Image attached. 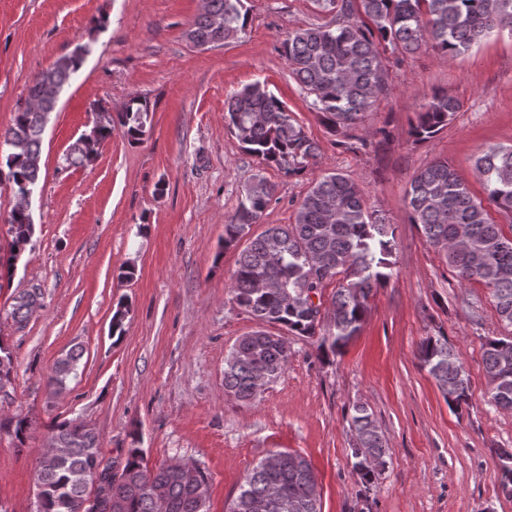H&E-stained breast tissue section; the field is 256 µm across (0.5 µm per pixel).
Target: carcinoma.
Returning a JSON list of instances; mask_svg holds the SVG:
<instances>
[{"label":"carcinoma","mask_w":512,"mask_h":512,"mask_svg":"<svg viewBox=\"0 0 512 512\" xmlns=\"http://www.w3.org/2000/svg\"><path fill=\"white\" fill-rule=\"evenodd\" d=\"M335 13L336 24L312 25L288 34L282 42L291 77L311 99L310 107L333 134L349 136L364 121L377 99L388 92L386 52L402 56L433 51L454 57L503 31L512 35V0H318ZM243 0H206L186 37L193 46L208 48L242 32L247 14ZM90 52L80 44L39 73L28 87L24 106L14 112L0 139V181L14 194L39 185L42 135L48 115L70 76ZM228 128L242 150L267 167L288 176L299 174L317 155V144L292 119L286 104L268 88L253 83L225 103ZM460 108L446 93L432 96L417 113L409 130L416 143L433 139ZM93 125L65 155L69 165L91 161L115 127L131 140L141 139L150 120V105L136 96L123 111L112 114L94 105ZM475 169L485 199L474 197L445 159L418 170L407 192L408 222L444 256L462 285L472 281L490 290L498 318L512 326V236L503 233L487 210L492 205L512 214V146L493 145L476 157ZM276 193L262 174L245 185L238 204L224 225V247L245 236ZM9 255L0 268L14 267L32 245L34 222L22 207L11 209ZM397 245L392 225L370 210L358 184L349 176L329 172L315 180L297 203L295 222L269 224L238 253L232 275V300L257 324L275 325L293 336L313 339L320 356H336L357 336L374 291L393 276ZM336 281L330 306L314 307L310 293L323 294ZM489 384L487 403L512 410V336L488 339L482 345ZM291 349L279 334L264 329L240 337L224 359V394L247 403L259 398L286 370ZM81 352L57 360L50 382L62 386L75 370ZM422 369L435 381L448 406L459 409L471 400L470 380L448 338L423 340L418 352ZM13 355L0 341V385L11 382ZM352 436V468L364 488L382 471L365 466L359 455L386 465L389 448L371 407L352 406L348 419ZM51 437L68 449L63 458L44 456L36 472L40 512H92L86 506V486L104 472L112 512H157L163 497L168 512H209L208 499L198 489L209 484L206 471L186 478L169 462L150 469L142 450L130 448L124 461L100 467L98 439L84 422L63 420L51 427ZM274 467L260 463L246 473L226 512H250V502L268 500V512H321L317 475L307 458L279 452ZM500 485L512 493V451L500 455Z\"/></svg>","instance_id":"carcinoma-1"}]
</instances>
